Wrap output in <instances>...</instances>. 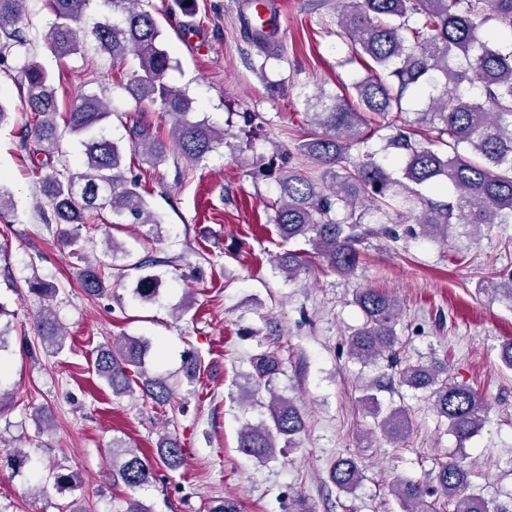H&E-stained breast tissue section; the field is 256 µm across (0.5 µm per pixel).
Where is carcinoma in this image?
Returning <instances> with one entry per match:
<instances>
[{
	"label": "carcinoma",
	"instance_id": "carcinoma-1",
	"mask_svg": "<svg viewBox=\"0 0 512 512\" xmlns=\"http://www.w3.org/2000/svg\"><path fill=\"white\" fill-rule=\"evenodd\" d=\"M53 22L46 35L47 48L59 57L79 50L76 24L90 0H46ZM111 10L93 28L100 50L114 60L134 54L140 71L124 86L136 102L155 107L172 119L170 138L164 139L147 121L137 119L127 127L124 145L106 133L112 117L110 104L96 93H85L60 118L53 77L35 60H27L21 72L24 96L34 123L31 133L39 150L48 157L59 153L67 134L80 137L83 147L81 187L76 180L52 167L42 178L54 237L75 253L80 231L90 214L109 210L128 224H159L139 191L138 180L127 176L126 148L137 152L143 163L155 167L177 151L191 163H199L224 146L228 133L205 120H193V99L166 80L171 58L165 37L144 0H104ZM24 0H0V34L14 46L27 38L21 27ZM497 21L512 30V0H339L337 24L349 41L353 58L366 64V77L352 84V91L329 93L317 85L304 94L313 128L296 144L299 154L322 169L314 181L288 170L278 177L275 226L280 238L304 239L312 253L287 250L276 257V267L292 281L311 270L310 258L321 272L350 279L359 266V246L378 233L374 224L412 223L418 235L448 242L455 237L472 241L482 228L512 224V51L504 52L479 37L478 29ZM477 85L480 94L467 95L463 84ZM437 94L428 97L427 109L418 121L436 135L415 131L404 117V102L426 87ZM385 148L401 156L402 178L366 149L379 131ZM357 154H352V151ZM126 249L115 239L106 242L113 262L83 259L75 276L90 297L112 286V270L118 254ZM161 278L143 276L136 295L153 302ZM482 290L512 305V274L501 282L485 280ZM355 303L365 321L349 337L348 353L364 363L386 357L397 362L396 326L401 316L398 300L377 288H360ZM42 348H63L64 326L55 313L44 308L34 322ZM150 342L119 336L96 350L97 376L120 396L143 389L152 402L171 405L169 378L146 371ZM254 373L247 383L264 385L270 394L268 420L240 431L239 450L265 462L278 448L296 447L304 429L300 410L291 399L272 391L279 359L261 354L254 359ZM447 364L408 363L398 369V382L414 389L430 390L436 414L448 422V430L463 443L483 426L488 406L475 390L448 377ZM406 411L391 410L380 420L385 436L401 438L407 431ZM112 482L136 490L157 481L158 469L177 470L184 450L175 435L162 438L157 457L150 459L120 441L110 448ZM329 479L342 491L352 492L362 481L355 458L340 457L329 469ZM471 470L464 458L441 464L433 486L406 481L391 486L404 512H435L427 497L437 495L448 512H512V500L488 501L470 493Z\"/></svg>",
	"mask_w": 512,
	"mask_h": 512
}]
</instances>
